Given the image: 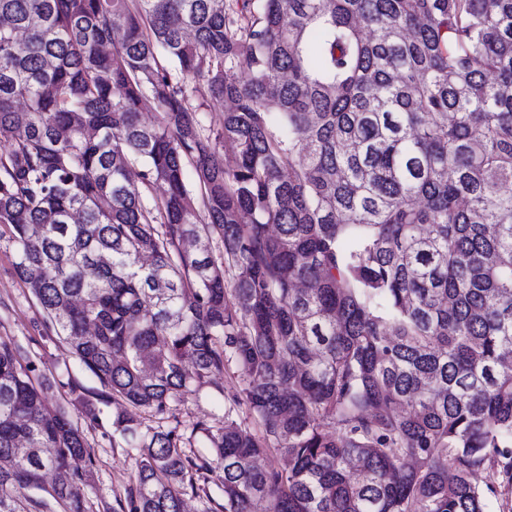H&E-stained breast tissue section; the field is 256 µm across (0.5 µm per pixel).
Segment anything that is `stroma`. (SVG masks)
<instances>
[{
  "instance_id": "1",
  "label": "stroma",
  "mask_w": 512,
  "mask_h": 512,
  "mask_svg": "<svg viewBox=\"0 0 512 512\" xmlns=\"http://www.w3.org/2000/svg\"><path fill=\"white\" fill-rule=\"evenodd\" d=\"M14 245L6 227L0 226V337L10 339L38 364L52 387L47 395L50 408H65L71 420L84 431L96 455L92 512H110L117 494L123 493L135 462L112 444V407L102 403L106 389L80 361L69 354L45 322L42 308L31 289L13 271ZM225 378L199 393L186 395L180 407L183 428L199 420L221 415L223 398L219 386ZM97 402L100 413L90 419L84 401Z\"/></svg>"
}]
</instances>
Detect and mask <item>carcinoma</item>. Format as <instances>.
<instances>
[{
  "instance_id": "1",
  "label": "carcinoma",
  "mask_w": 512,
  "mask_h": 512,
  "mask_svg": "<svg viewBox=\"0 0 512 512\" xmlns=\"http://www.w3.org/2000/svg\"><path fill=\"white\" fill-rule=\"evenodd\" d=\"M0 20V225L108 388L123 512L512 492V0H0ZM232 368L185 435V395ZM50 388L0 337V512H89L95 455Z\"/></svg>"
}]
</instances>
